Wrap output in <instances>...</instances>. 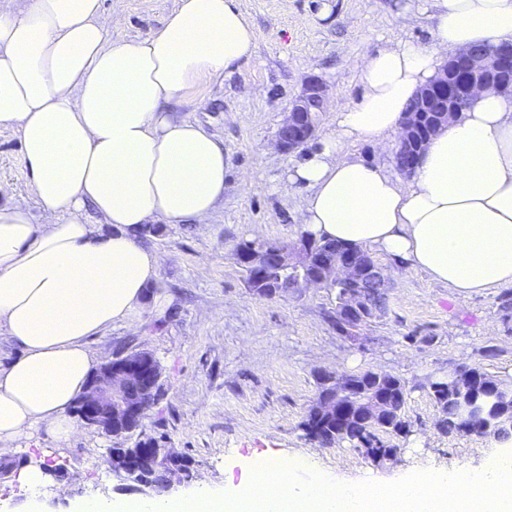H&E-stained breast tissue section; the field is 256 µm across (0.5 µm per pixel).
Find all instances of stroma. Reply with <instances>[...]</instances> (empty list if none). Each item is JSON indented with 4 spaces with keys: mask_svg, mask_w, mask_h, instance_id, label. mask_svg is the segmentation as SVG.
I'll list each match as a JSON object with an SVG mask.
<instances>
[{
    "mask_svg": "<svg viewBox=\"0 0 512 512\" xmlns=\"http://www.w3.org/2000/svg\"><path fill=\"white\" fill-rule=\"evenodd\" d=\"M403 2L408 11L397 19L394 0H239L256 33L254 55L188 89L174 107L223 144L224 199L207 223L166 224L146 240L161 263L134 326L116 323L87 341L99 365L120 350H144L159 361L162 395L144 428L193 464L192 478L172 483L171 491L221 493L241 481L259 454L286 458L303 450L315 470L341 481L392 483L416 471L478 467L497 444L490 436L441 433L426 384L460 365L512 383V331L500 308L511 285L460 294L422 271L396 268L385 313L352 342L327 318L332 290L256 298L234 255L244 239L290 244L300 237L306 192L289 189L288 169L334 134L338 110L363 96L353 60L406 41L432 43L424 0ZM326 3L332 6L327 21L320 17ZM176 5L103 0L101 22L111 41L141 40L160 30ZM116 13L122 16L117 26ZM310 76L323 82L330 106L306 148L282 152L278 130ZM0 184L41 213L20 139L3 127ZM488 346L498 347L496 357L484 356ZM322 369L386 371L405 382L410 431L391 437L394 460L376 463L349 444L323 448L308 440L302 423ZM119 445L83 425L66 442L42 431L21 441L14 461L35 460L44 448L47 463L65 472L28 496L18 494L12 475L0 474V512H73L87 497L134 499L107 463L109 449Z\"/></svg>",
    "mask_w": 512,
    "mask_h": 512,
    "instance_id": "stroma-1",
    "label": "stroma"
}]
</instances>
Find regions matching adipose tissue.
Listing matches in <instances>:
<instances>
[{"mask_svg":"<svg viewBox=\"0 0 512 512\" xmlns=\"http://www.w3.org/2000/svg\"><path fill=\"white\" fill-rule=\"evenodd\" d=\"M434 40L355 63L365 93L336 134L288 170L304 188L301 230L459 293L512 285V95L480 91L427 144L409 182L345 158L346 142L389 149L447 52L512 40V0H429ZM102 0H7L0 8V127L15 131L32 192L0 186V457L44 430L68 440L86 390L90 337L133 323L160 258L145 225L206 223L224 199V147L169 109L195 84L250 59L237 0H178L156 34L112 42ZM95 213L98 223L89 222ZM111 232H103V225Z\"/></svg>","mask_w":512,"mask_h":512,"instance_id":"obj_1","label":"adipose tissue"}]
</instances>
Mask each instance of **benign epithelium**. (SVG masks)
I'll use <instances>...</instances> for the list:
<instances>
[{"label":"benign epithelium","instance_id":"obj_1","mask_svg":"<svg viewBox=\"0 0 512 512\" xmlns=\"http://www.w3.org/2000/svg\"><path fill=\"white\" fill-rule=\"evenodd\" d=\"M478 89L512 94V41L504 42L486 54L472 50L456 53L441 67L439 78L420 90L407 112L404 135L395 152V162L401 172H414L433 132L460 112L464 103L473 101ZM325 103L322 84L314 78L309 79L278 131L283 150L291 152L314 136V110L322 109ZM310 247L311 242L301 238L290 245L265 244L250 256L253 277L264 275L265 252L275 254L279 269L286 274L299 266ZM325 277L358 284L345 296L342 307L329 315L336 323L339 335L358 340L359 330L372 314L367 293L370 288L388 280L384 269L348 250L336 262L326 265ZM358 377V373H322L320 380L331 387V397L323 402L320 412L333 413L336 422H341L345 413L342 400ZM160 382V364L152 354L145 351L116 353L91 376L88 394L79 400L77 412L84 426L109 437L121 425L131 432H139L137 448L126 453L109 451V463L113 473L125 481L129 489L145 496L153 495L165 482L175 480L180 483L188 478V471L183 468V455L140 431L149 400ZM382 406L380 397L363 401L367 424L378 421ZM343 434L344 430L340 428L325 433L320 426H314V441L323 447L338 445Z\"/></svg>","mask_w":512,"mask_h":512}]
</instances>
